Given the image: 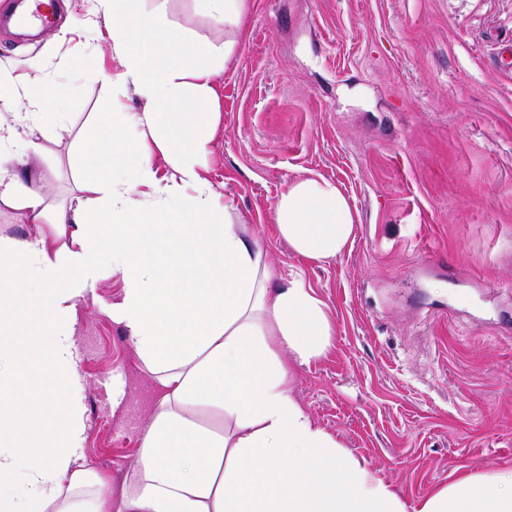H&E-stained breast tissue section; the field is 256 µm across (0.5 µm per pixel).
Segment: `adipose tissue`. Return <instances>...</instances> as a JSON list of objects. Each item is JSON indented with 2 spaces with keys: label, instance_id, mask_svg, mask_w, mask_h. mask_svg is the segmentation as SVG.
<instances>
[{
  "label": "adipose tissue",
  "instance_id": "obj_1",
  "mask_svg": "<svg viewBox=\"0 0 512 512\" xmlns=\"http://www.w3.org/2000/svg\"><path fill=\"white\" fill-rule=\"evenodd\" d=\"M122 83L149 105L100 120L79 147L78 204L49 206L22 156L0 159V203L36 237H0V512H512V470L466 475L416 507L318 425L291 395L295 366L327 356L333 324L303 272L284 283L231 207H218L199 160L220 124L213 77L234 41L197 44L140 12L141 0H94ZM171 162L158 177L153 153ZM145 187L154 208L131 196ZM184 214L195 223H181ZM276 234L300 258L323 263L355 237L336 185L296 179L273 210ZM107 256H99L103 243ZM122 294L110 315L153 376L160 397L141 438L135 477L120 496L110 478L82 468L80 405L71 371L77 303L105 276ZM62 370L40 378L47 360ZM41 409L26 407L32 388ZM226 425L201 426L189 408ZM32 474L36 485L14 479Z\"/></svg>",
  "mask_w": 512,
  "mask_h": 512
}]
</instances>
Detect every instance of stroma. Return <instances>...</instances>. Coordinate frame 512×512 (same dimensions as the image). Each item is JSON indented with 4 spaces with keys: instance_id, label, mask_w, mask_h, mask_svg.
Masks as SVG:
<instances>
[{
    "instance_id": "35a3bbf8",
    "label": "stroma",
    "mask_w": 512,
    "mask_h": 512,
    "mask_svg": "<svg viewBox=\"0 0 512 512\" xmlns=\"http://www.w3.org/2000/svg\"><path fill=\"white\" fill-rule=\"evenodd\" d=\"M199 43L236 39L215 76L221 125L205 161L212 192L239 213L275 270L302 269L336 335L296 367L295 398L317 424L408 503L464 474L512 470V0H251L240 26L194 0H141ZM54 32L0 28V156L29 141L39 186L76 205L75 144L120 101L146 106L93 0H58ZM66 91L56 135L26 95L31 79ZM336 183L356 235L336 259L295 256L272 209L297 178ZM102 279L78 305L74 341L86 469L113 494L134 473L157 400Z\"/></svg>"
}]
</instances>
